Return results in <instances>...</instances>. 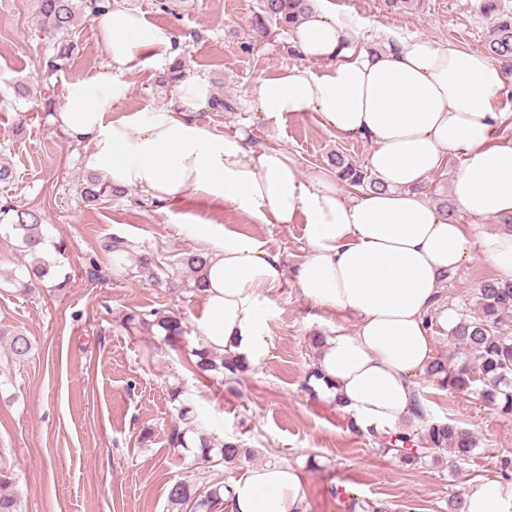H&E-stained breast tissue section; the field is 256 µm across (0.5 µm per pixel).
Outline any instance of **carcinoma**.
I'll return each mask as SVG.
<instances>
[{
    "instance_id": "carcinoma-1",
    "label": "carcinoma",
    "mask_w": 512,
    "mask_h": 512,
    "mask_svg": "<svg viewBox=\"0 0 512 512\" xmlns=\"http://www.w3.org/2000/svg\"><path fill=\"white\" fill-rule=\"evenodd\" d=\"M313 0H260L257 25L274 23L284 29L293 28L312 10ZM502 0H481L480 8L491 20L488 30L487 53L496 61H512V11L506 12ZM113 8L112 0H37V22L42 31L53 41V54L46 58L48 69L57 71L72 56L75 45L72 36L82 21L100 16ZM329 165L335 176L352 188L376 190L383 187L364 166L357 165L342 154H333ZM126 189L112 185L97 173L85 178L81 190L82 202L98 206L114 198L125 196ZM7 223L13 231L20 251L31 257L21 265L19 274L12 279L24 288L37 287L49 280L53 287L62 288L69 276L60 272L59 259H52L39 249L46 242L40 214L34 209H21L11 202L0 204V223ZM104 251L125 255L134 252L132 241L113 235L101 244ZM209 253L196 250L186 253L181 264L190 272L193 288L205 287L204 273ZM478 314L461 319L449 332L455 346L452 357L435 358L424 378L438 383L451 392L468 396L478 395L482 401L505 413H512V328L507 324L512 312V280L492 278L484 281L477 293ZM126 324L133 328L157 330L166 343L178 342L187 333L181 315L168 308L135 311L126 317ZM8 351L16 360L26 358L32 350L28 336L20 331L4 332ZM192 371L200 376L222 375L231 382L248 370L246 363L230 353H218L205 345L194 350ZM174 406L175 421L167 435L171 448H183L195 460L214 471L229 468L250 456V450L237 441L219 439L205 429V420L196 405L185 396L181 386L169 390ZM477 447L475 435L450 422H434L415 431L405 425L390 437H384L381 451L396 459L403 467L417 469L427 459L438 458L448 451L454 462L466 460ZM229 485L211 479L205 488L195 482L181 479L173 482L167 493L168 503L176 512H212L224 504V490ZM0 512H23L21 494L13 469L0 465Z\"/></svg>"
}]
</instances>
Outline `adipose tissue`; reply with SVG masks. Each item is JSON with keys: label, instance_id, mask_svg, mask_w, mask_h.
<instances>
[{"label": "adipose tissue", "instance_id": "1", "mask_svg": "<svg viewBox=\"0 0 512 512\" xmlns=\"http://www.w3.org/2000/svg\"><path fill=\"white\" fill-rule=\"evenodd\" d=\"M107 65L66 86L55 121L86 144L85 165L113 185L161 202L192 193L232 204L260 224L304 217L308 255L295 272L311 304L354 319L351 331L327 337L317 361L320 386L362 432L386 436L415 413L413 380L434 357L426 319L446 273L480 253L500 278L512 279V232L472 238L422 192L450 152L466 158L452 182L457 208L473 223L512 215V144H497V125L512 120L498 94L503 67L477 51L426 37L382 33L371 52L348 26L317 6L295 26L298 54L320 71L295 67L250 91L257 112L282 124L315 112L337 134L372 142L369 168L383 187L347 196L326 170L304 173L287 150L226 135L192 118L210 100L206 79L178 87L174 109L110 120L140 66L141 48L157 62L175 58L167 29L139 11L117 8L97 20ZM287 272L251 240L228 235L212 251L199 332L205 345L259 367L269 355L258 287H281ZM304 480L294 466L248 470L225 495L226 512H304ZM463 512H512V482H473Z\"/></svg>", "mask_w": 512, "mask_h": 512}]
</instances>
